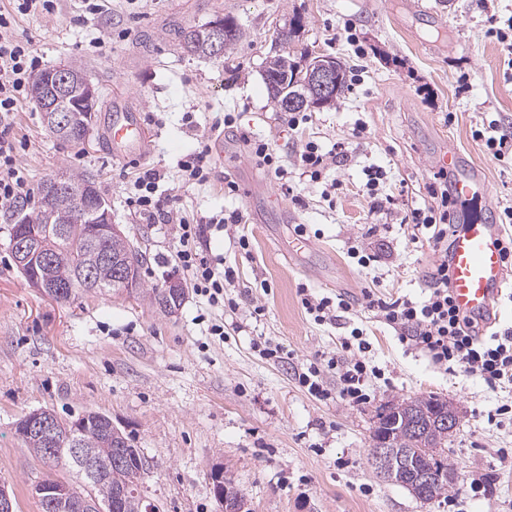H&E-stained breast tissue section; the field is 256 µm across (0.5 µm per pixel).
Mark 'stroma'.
I'll use <instances>...</instances> for the list:
<instances>
[{"mask_svg":"<svg viewBox=\"0 0 512 512\" xmlns=\"http://www.w3.org/2000/svg\"><path fill=\"white\" fill-rule=\"evenodd\" d=\"M410 0H113L103 12L78 22L79 0H62L56 16L24 19L20 37L32 39L43 67L81 66L98 89L95 124L88 145H67L46 128L32 99L15 114L24 143L18 157L32 186L64 171L92 175L123 226L131 246L145 253L143 293L90 292L59 303L31 288L10 253L12 223L0 213V485L14 496L16 512H40L33 486L42 463L15 432L16 422L36 409L63 418L87 411L106 414L134 447L152 461L142 494L165 512H220L208 474L213 465L246 495L251 512H512V418L499 425L487 417L512 393L494 391L477 375L434 365L418 350L405 349L395 331L366 306L363 292L424 299L426 271L439 258L432 243L406 239L399 224L427 198L435 172L433 155L452 142L485 179L490 197L457 203L459 216L483 215L486 204L512 207V165L487 154L472 132L502 117L512 120V60L487 33L489 14L499 27L512 22V0H428L442 16L428 22L409 9ZM236 19L242 35L223 57L183 51L177 29L218 16ZM302 28L295 50L332 55L350 84L334 105L313 110L307 132L323 149L349 144L348 161L331 164L339 181L331 198L323 184L295 179L293 194L264 177L248 160L218 163L210 184L182 186L177 163L195 148L210 124L235 113L239 130L268 137L293 154L287 116L272 101L263 70L277 43V30L292 16ZM356 26L349 43L339 26ZM105 40L95 50V39ZM469 87L460 90V77ZM146 115L155 137L153 154L141 160L109 157L103 122L111 101ZM454 122H446L447 113ZM365 124L357 138L353 130ZM386 176L383 192L396 196L394 209L370 214L365 168ZM157 169L176 189L183 216L197 218L241 209L244 227L229 226L210 240L238 274L228 295L236 309H213L241 332L225 338L200 323L201 299L185 288L179 307L162 312L148 290L182 279L171 254L175 227L146 224L124 207L125 183ZM238 185L224 191L225 179ZM306 225L307 246L297 250L296 225ZM377 225L376 235L365 233ZM247 233L250 254L235 252L233 238ZM358 245L380 257L374 273L347 256ZM267 289H259L260 281ZM343 294L370 333L371 356L385 372L370 384L371 398L351 403L336 396L335 374L319 399L300 387L297 367L320 353H335L340 328L314 323L298 289ZM264 313L254 316L255 306ZM283 344L285 362L266 359L259 342ZM437 395L455 408L459 426L448 439L454 464L449 495L428 503L380 478L368 462L371 435L383 408L419 396ZM491 475L483 496L467 482Z\"/></svg>","mask_w":512,"mask_h":512,"instance_id":"obj_1","label":"stroma"}]
</instances>
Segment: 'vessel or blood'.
I'll return each mask as SVG.
<instances>
[{
  "instance_id": "b4317fda",
  "label": "vessel or blood",
  "mask_w": 512,
  "mask_h": 512,
  "mask_svg": "<svg viewBox=\"0 0 512 512\" xmlns=\"http://www.w3.org/2000/svg\"><path fill=\"white\" fill-rule=\"evenodd\" d=\"M104 138L112 157L145 158L154 150V141L145 128L139 109L115 106L107 114ZM439 166L456 175L459 199L488 195L489 190L477 173L464 163L452 144H445L436 155ZM502 229L496 217L473 219L459 227L448 254L451 294L457 308L466 314L492 313L505 288L512 285V272L502 258L499 241Z\"/></svg>"
}]
</instances>
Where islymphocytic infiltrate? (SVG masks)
Instances as JSON below:
<instances>
[{"mask_svg":"<svg viewBox=\"0 0 512 512\" xmlns=\"http://www.w3.org/2000/svg\"><path fill=\"white\" fill-rule=\"evenodd\" d=\"M59 0H11L9 9H0V207L17 200L31 198L33 190L18 164L22 147L14 127V114L26 97L27 86L38 68L37 50L31 39L15 33L19 17L54 15ZM312 116L307 112L288 115V129L297 134V166L302 176L319 183L326 176L330 164L347 159L348 145L339 142L330 151L302 132ZM247 155L272 180L278 181L283 194L294 191L288 180L285 158L271 140L242 136ZM165 176L148 169L126 188L125 203L131 215L149 224H175L179 227L175 257L189 277L196 294L207 305L218 308L224 304V291L232 287L235 271L226 266L222 256L213 254L207 245L211 232L223 231L229 224L245 223L242 210L216 212L189 221L179 216L177 197L160 191ZM429 199L423 206L410 210L401 220L412 241L429 236L441 257L427 273L429 293L420 301L408 297L385 300L374 291H365L370 310L391 327L401 343L419 349L438 366H460L477 374L493 390L512 389V330L487 333L481 318L459 312L449 290V243L456 232L449 203L454 195L447 169L434 172L427 188ZM341 351L328 358L310 362L297 373L299 384L308 392L328 396L324 386L327 372L336 373L340 397L361 403L367 398L365 384L368 378L379 376L380 370L371 366L365 357L369 349L361 328H353L340 342Z\"/></svg>","mask_w":512,"mask_h":512,"instance_id":"obj_1","label":"lymphocytic infiltrate"}]
</instances>
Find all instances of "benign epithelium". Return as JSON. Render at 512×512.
Listing matches in <instances>:
<instances>
[{"instance_id": "obj_1", "label": "benign epithelium", "mask_w": 512, "mask_h": 512, "mask_svg": "<svg viewBox=\"0 0 512 512\" xmlns=\"http://www.w3.org/2000/svg\"><path fill=\"white\" fill-rule=\"evenodd\" d=\"M204 30L207 33L213 56L221 57L224 54V39L229 36L228 29L224 28V18L216 17L208 21ZM340 61L328 55H306L298 61L287 62L284 68L285 78L291 80L292 85L301 84L305 87L307 101L314 107H322L334 98L340 79ZM97 91L87 78L73 77V72L65 67L50 70L49 77L39 83L35 91V100L43 113L48 130L60 138L67 140L75 133L91 126L95 121V101ZM76 192L83 195L89 202L85 219L93 225L92 236H122L121 225L112 223V214L108 205L97 198L95 186L88 182L76 187ZM11 250L16 265L24 275L28 284L39 293L57 301H67L72 290L55 288L49 284L48 273L55 265L56 255L52 247L44 239L42 231H23L12 240ZM108 258L102 254L94 261L84 265L76 271V280L84 288L100 287V280L96 275L97 269ZM115 276L112 278V287L118 293L133 290L137 275L135 267L127 262L114 261ZM16 429L22 435L36 433L48 447L55 446L59 437L66 436L71 439L72 454L79 459V464L88 473L97 478H106L112 470L123 468L130 463L126 455H119L107 463L87 461L80 458L77 448L76 430L80 425H73V429H65L60 423L59 416L48 409H38L25 414L16 423ZM400 467L412 472L413 487L421 491L433 483L440 481V476L431 471L412 469L411 461L399 458ZM209 480L213 495L218 503L224 507V512H245L247 499L238 498L227 500L224 498V468L215 465L210 469ZM36 497L45 503L55 505L64 500L69 494L65 484L57 487H47L40 483L33 488Z\"/></svg>"}]
</instances>
